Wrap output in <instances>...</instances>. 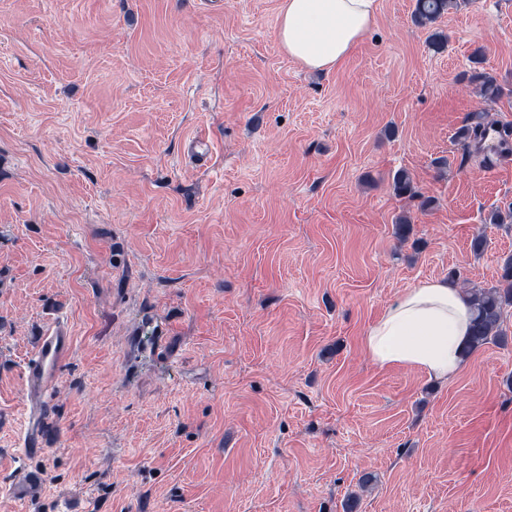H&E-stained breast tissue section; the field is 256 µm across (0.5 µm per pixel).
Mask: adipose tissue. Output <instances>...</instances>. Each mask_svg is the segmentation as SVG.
I'll list each match as a JSON object with an SVG mask.
<instances>
[{
    "label": "adipose tissue",
    "mask_w": 512,
    "mask_h": 512,
    "mask_svg": "<svg viewBox=\"0 0 512 512\" xmlns=\"http://www.w3.org/2000/svg\"><path fill=\"white\" fill-rule=\"evenodd\" d=\"M375 10L376 0H281L278 43L303 68H335L371 27ZM470 317L468 299L455 284L424 280L386 309L364 347L379 368L409 367L446 379L466 358Z\"/></svg>",
    "instance_id": "ef3b65f1"
}]
</instances>
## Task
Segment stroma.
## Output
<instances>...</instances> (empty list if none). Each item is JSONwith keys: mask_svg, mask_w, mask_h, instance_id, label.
Instances as JSON below:
<instances>
[{"mask_svg": "<svg viewBox=\"0 0 512 512\" xmlns=\"http://www.w3.org/2000/svg\"><path fill=\"white\" fill-rule=\"evenodd\" d=\"M280 4L0 0V512H512V311L446 380L363 347L407 288L512 255L486 221L512 160L458 136L484 107L512 128V0H460L439 51L378 0L328 71L282 51ZM56 318L72 353L30 423ZM467 80L479 90L486 102H494L502 95L501 85L497 84V81L479 66H474L469 71Z\"/></svg>", "mask_w": 512, "mask_h": 512, "instance_id": "35a3bbf8", "label": "stroma"}]
</instances>
